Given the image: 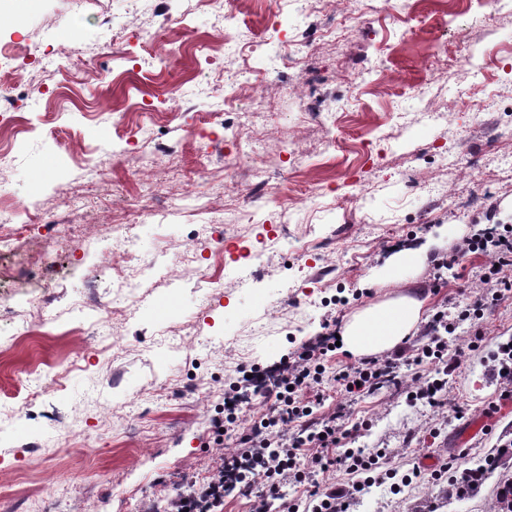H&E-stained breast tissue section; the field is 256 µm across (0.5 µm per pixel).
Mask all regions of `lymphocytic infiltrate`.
<instances>
[{"label":"lymphocytic infiltrate","mask_w":512,"mask_h":512,"mask_svg":"<svg viewBox=\"0 0 512 512\" xmlns=\"http://www.w3.org/2000/svg\"><path fill=\"white\" fill-rule=\"evenodd\" d=\"M489 257L490 263L479 278V292L459 320L469 322L467 350H476L487 334L482 323L488 306L512 298V229L488 224L463 238L459 250L439 259L436 271L452 268L459 251ZM455 330L445 310L436 311L424 326L426 343L412 347L414 364L434 365L432 375L413 378L407 395L435 408L446 406L448 397V334ZM336 326L327 322L323 330L300 349L262 370L253 371L248 383L254 395L269 403L267 413L251 423L241 416L239 397L224 399V430L235 440V448L224 459L217 478L194 493L172 499L167 512H222L224 493L236 490L250 493L262 484L265 494L256 512H269L274 501H281L286 483L304 487L305 495L292 503H283L282 512H346L345 499L369 484L376 469V457L364 455L358 448L346 447L352 436L341 412L318 413L324 386L337 388L346 395H363L397 381V368L403 357L395 352L385 357L365 356L332 369L328 358L336 352ZM342 470L354 475L350 487L322 489L319 475Z\"/></svg>","instance_id":"lymphocytic-infiltrate-1"}]
</instances>
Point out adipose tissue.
I'll use <instances>...</instances> for the list:
<instances>
[{"instance_id": "ef3b65f1", "label": "adipose tissue", "mask_w": 512, "mask_h": 512, "mask_svg": "<svg viewBox=\"0 0 512 512\" xmlns=\"http://www.w3.org/2000/svg\"><path fill=\"white\" fill-rule=\"evenodd\" d=\"M423 300L401 295L361 309L343 326L344 352L362 357L396 347L419 323Z\"/></svg>"}]
</instances>
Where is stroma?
<instances>
[{"label": "stroma", "mask_w": 512, "mask_h": 512, "mask_svg": "<svg viewBox=\"0 0 512 512\" xmlns=\"http://www.w3.org/2000/svg\"><path fill=\"white\" fill-rule=\"evenodd\" d=\"M152 0H46L0 42L20 46L23 76L59 63L43 93L0 78L27 119L23 145L0 138V197L35 220L0 259V512H165L224 456L211 421L244 371L267 367L367 305L406 293L425 314L466 306L484 257L459 255L432 290L437 248L393 286L373 272L448 229L457 245L474 225H512V10L481 0H240L231 25L203 0H169L171 28ZM336 20L335 39L306 41ZM473 55L478 75L461 67ZM331 88L319 112L301 102L305 59ZM235 88L237 111L224 112ZM267 108L251 112L253 97ZM242 123L238 139L224 132ZM178 151L170 179L155 150ZM287 217H280V206ZM123 218L135 247L116 250ZM223 248L225 270L182 260ZM146 267L136 298L109 311L125 268ZM490 333L448 374L449 405L410 404L389 386L343 397L359 423L355 447L386 450L385 477L347 512H494L512 479V415L455 441L501 391L498 347L512 340V299L490 306ZM459 465L431 478L423 459ZM485 467L462 496L463 469ZM420 477H413V470ZM412 475L392 492L387 472Z\"/></svg>", "instance_id": "obj_1"}]
</instances>
